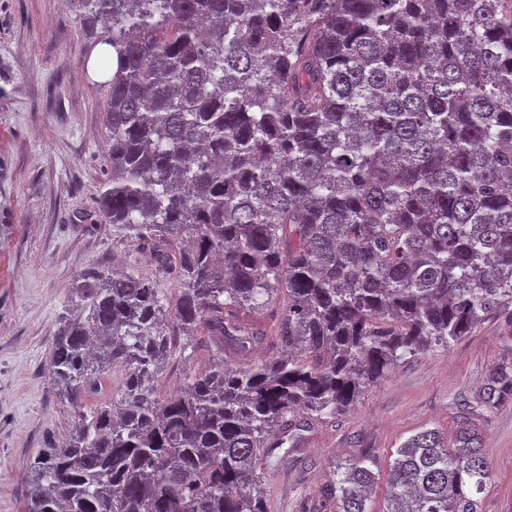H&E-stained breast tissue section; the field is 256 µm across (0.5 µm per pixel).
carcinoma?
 Wrapping results in <instances>:
<instances>
[{
	"instance_id": "1",
	"label": "carcinoma",
	"mask_w": 512,
	"mask_h": 512,
	"mask_svg": "<svg viewBox=\"0 0 512 512\" xmlns=\"http://www.w3.org/2000/svg\"><path fill=\"white\" fill-rule=\"evenodd\" d=\"M70 2L117 56L98 213L153 264L72 280L48 373L73 424L26 512H270L285 437L512 322V0ZM272 303L271 334L235 312ZM174 358L197 365L164 392ZM505 404L512 350L473 407ZM374 466L333 471L317 512H369ZM490 474L475 418L423 428L382 512H481Z\"/></svg>"
}]
</instances>
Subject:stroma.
I'll return each instance as SVG.
<instances>
[{
    "mask_svg": "<svg viewBox=\"0 0 512 512\" xmlns=\"http://www.w3.org/2000/svg\"><path fill=\"white\" fill-rule=\"evenodd\" d=\"M95 48L69 0H0V512H24L31 460L71 426L47 361L75 274L150 266L148 248L113 236L98 216L109 164L106 86L87 69ZM511 350L512 328L493 316L407 358L347 415L303 433L289 454L306 469L266 473L270 512H298L335 468L362 456L386 473L420 429L451 432L461 404ZM477 419L492 466L482 512H512V405Z\"/></svg>",
    "mask_w": 512,
    "mask_h": 512,
    "instance_id": "obj_1",
    "label": "stroma"
}]
</instances>
